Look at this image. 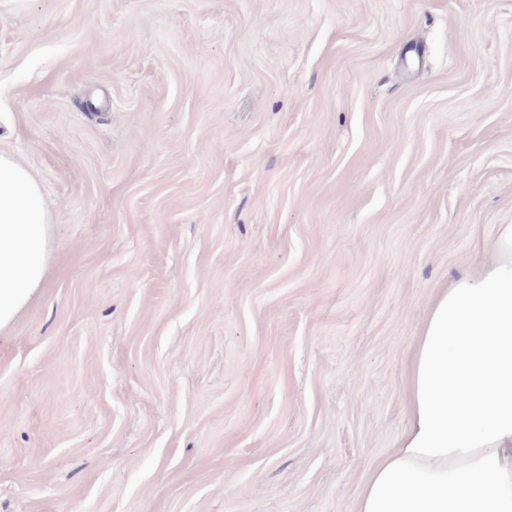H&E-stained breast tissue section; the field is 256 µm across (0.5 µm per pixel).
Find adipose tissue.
<instances>
[{"label":"adipose tissue","mask_w":512,"mask_h":512,"mask_svg":"<svg viewBox=\"0 0 512 512\" xmlns=\"http://www.w3.org/2000/svg\"><path fill=\"white\" fill-rule=\"evenodd\" d=\"M490 249L427 309L411 350L410 425L355 512H512V224ZM51 251L40 182L0 152V332L43 288Z\"/></svg>","instance_id":"obj_1"}]
</instances>
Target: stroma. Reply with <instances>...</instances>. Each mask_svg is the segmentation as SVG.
I'll return each instance as SVG.
<instances>
[{
	"label": "stroma",
	"instance_id": "35a3bbf8",
	"mask_svg": "<svg viewBox=\"0 0 512 512\" xmlns=\"http://www.w3.org/2000/svg\"><path fill=\"white\" fill-rule=\"evenodd\" d=\"M0 151V512H354L512 224V0H0ZM51 251L40 182L13 155L0 152V333L43 288Z\"/></svg>",
	"mask_w": 512,
	"mask_h": 512
}]
</instances>
